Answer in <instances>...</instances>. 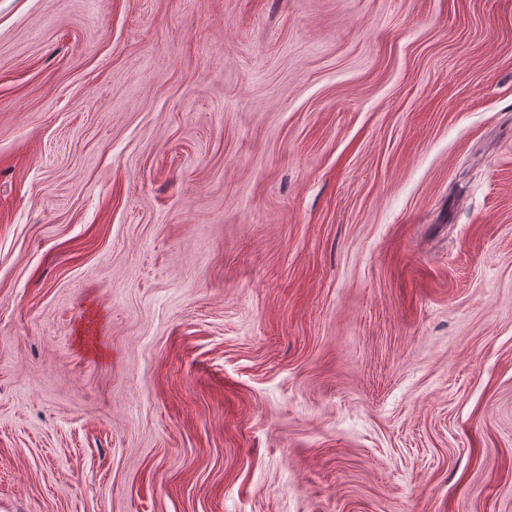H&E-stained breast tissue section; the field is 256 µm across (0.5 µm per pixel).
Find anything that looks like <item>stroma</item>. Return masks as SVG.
Returning <instances> with one entry per match:
<instances>
[{"label": "stroma", "instance_id": "obj_1", "mask_svg": "<svg viewBox=\"0 0 512 512\" xmlns=\"http://www.w3.org/2000/svg\"><path fill=\"white\" fill-rule=\"evenodd\" d=\"M0 512H512V0H0Z\"/></svg>", "mask_w": 512, "mask_h": 512}]
</instances>
